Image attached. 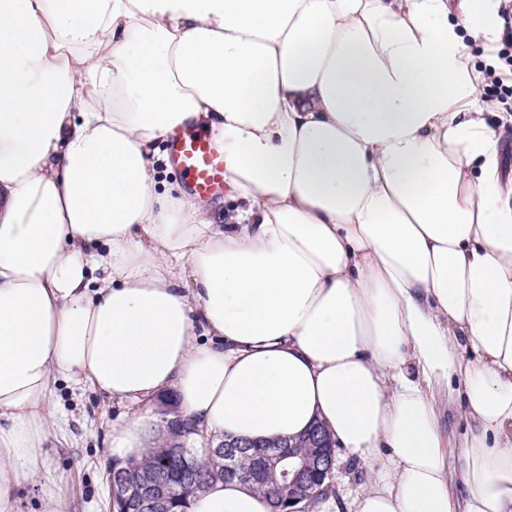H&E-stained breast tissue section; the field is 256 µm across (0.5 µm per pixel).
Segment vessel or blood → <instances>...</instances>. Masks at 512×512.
<instances>
[{"label":"vessel or blood","mask_w":512,"mask_h":512,"mask_svg":"<svg viewBox=\"0 0 512 512\" xmlns=\"http://www.w3.org/2000/svg\"><path fill=\"white\" fill-rule=\"evenodd\" d=\"M172 167L186 176L190 189L201 197L218 195L224 188V157L211 139L182 131L167 146Z\"/></svg>","instance_id":"1"}]
</instances>
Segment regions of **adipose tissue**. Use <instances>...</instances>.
<instances>
[{
  "label": "adipose tissue",
  "instance_id": "1",
  "mask_svg": "<svg viewBox=\"0 0 512 512\" xmlns=\"http://www.w3.org/2000/svg\"><path fill=\"white\" fill-rule=\"evenodd\" d=\"M484 3L0 0V512L58 378L133 405L122 465L171 393L216 444L321 421L370 473L350 512H512V180L457 32ZM184 127L223 219L158 182ZM188 512L271 507L217 479Z\"/></svg>",
  "mask_w": 512,
  "mask_h": 512
}]
</instances>
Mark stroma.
I'll use <instances>...</instances> for the list:
<instances>
[{
	"mask_svg": "<svg viewBox=\"0 0 512 512\" xmlns=\"http://www.w3.org/2000/svg\"><path fill=\"white\" fill-rule=\"evenodd\" d=\"M51 404L56 419L46 467L19 490L17 512H110L108 436L124 406L91 384L64 381L54 382ZM60 476L65 484L55 499Z\"/></svg>",
	"mask_w": 512,
	"mask_h": 512,
	"instance_id": "obj_1",
	"label": "stroma"
}]
</instances>
